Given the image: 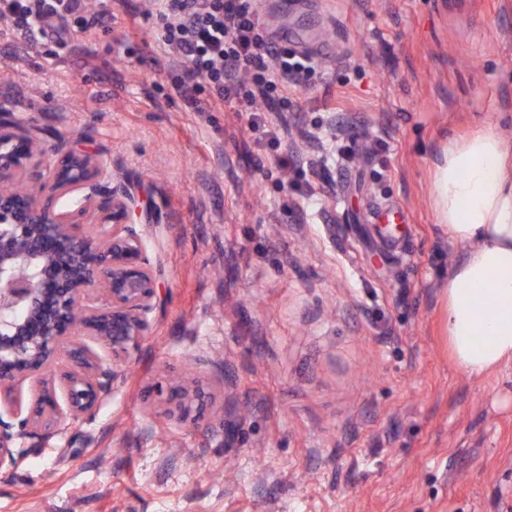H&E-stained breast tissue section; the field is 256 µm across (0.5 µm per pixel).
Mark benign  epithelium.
Returning <instances> with one entry per match:
<instances>
[{
	"instance_id": "benign-epithelium-1",
	"label": "benign epithelium",
	"mask_w": 512,
	"mask_h": 512,
	"mask_svg": "<svg viewBox=\"0 0 512 512\" xmlns=\"http://www.w3.org/2000/svg\"><path fill=\"white\" fill-rule=\"evenodd\" d=\"M103 172L85 152L48 156L30 122L0 113V474L18 465V439L47 440L94 412L148 335L156 277Z\"/></svg>"
}]
</instances>
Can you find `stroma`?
<instances>
[{"mask_svg": "<svg viewBox=\"0 0 512 512\" xmlns=\"http://www.w3.org/2000/svg\"><path fill=\"white\" fill-rule=\"evenodd\" d=\"M143 0L67 48L0 20V110L106 164L160 308L123 381L50 441L22 438L0 512H512V366L448 357L463 246L431 205L449 140L512 138V0H294L260 11L319 61L282 146L232 106L169 99ZM347 156L321 169L315 134ZM404 210L377 224L371 205ZM196 381L180 421L158 386Z\"/></svg>", "mask_w": 512, "mask_h": 512, "instance_id": "1", "label": "stroma"}]
</instances>
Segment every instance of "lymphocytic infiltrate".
Segmentation results:
<instances>
[{"instance_id":"1","label":"lymphocytic infiltrate","mask_w":512,"mask_h":512,"mask_svg":"<svg viewBox=\"0 0 512 512\" xmlns=\"http://www.w3.org/2000/svg\"><path fill=\"white\" fill-rule=\"evenodd\" d=\"M141 16L156 19L157 44L180 70L171 80L172 95L196 112L233 102L250 111L258 90L287 100L318 68L311 54L263 32L246 0H147ZM0 18L20 34L35 31L61 45L65 22L76 21L85 30L103 20L87 13L84 0H0ZM204 84L210 93L202 100L198 92Z\"/></svg>"}]
</instances>
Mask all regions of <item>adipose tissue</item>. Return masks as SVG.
Listing matches in <instances>:
<instances>
[{
	"mask_svg": "<svg viewBox=\"0 0 512 512\" xmlns=\"http://www.w3.org/2000/svg\"><path fill=\"white\" fill-rule=\"evenodd\" d=\"M432 200L464 247L448 276V350L460 371L481 378L512 364V140L490 123L449 141Z\"/></svg>",
	"mask_w": 512,
	"mask_h": 512,
	"instance_id": "ef3b65f1",
	"label": "adipose tissue"
}]
</instances>
